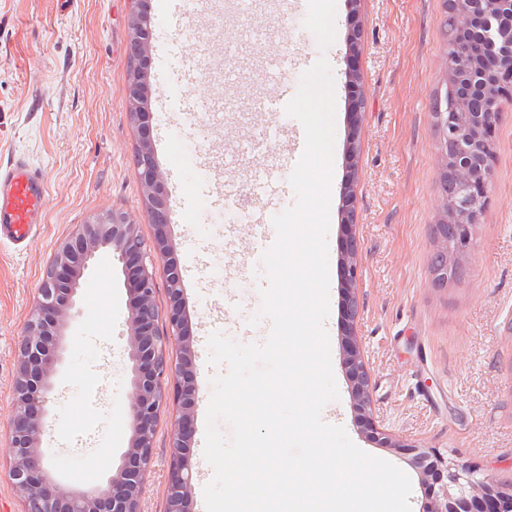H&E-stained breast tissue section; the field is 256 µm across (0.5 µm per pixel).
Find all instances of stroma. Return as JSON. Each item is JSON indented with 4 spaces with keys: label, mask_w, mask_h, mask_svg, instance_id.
<instances>
[{
    "label": "stroma",
    "mask_w": 512,
    "mask_h": 512,
    "mask_svg": "<svg viewBox=\"0 0 512 512\" xmlns=\"http://www.w3.org/2000/svg\"><path fill=\"white\" fill-rule=\"evenodd\" d=\"M308 0H199L193 14L147 12L152 40L175 43L178 54L202 59L206 75L190 100L222 103L224 117L198 115L185 125L177 107L162 106L179 80L149 58L145 108L152 135L161 126L201 144L156 153L166 198L189 188L207 168L215 191L237 185L238 240L199 198L168 229L183 267L182 298L193 344L197 400L192 451L193 512H206L204 489L213 469L204 458L210 379L226 364L208 362L210 326L240 345H264L268 317L253 282L266 279L250 252V226L273 220L296 201L288 193L270 207L252 193V175L286 154L287 132L272 113L247 111L256 98L277 94L281 81L299 84L300 61L325 55L335 80L336 123L328 230V334L339 398L322 410L366 453L410 479L411 512H426L428 489L406 455L380 447L363 433L352 406L341 335L339 256L345 190L355 195L360 275L356 331L372 375L373 410L398 438L421 442L478 475L512 482V89L497 102L492 136V187L473 230L467 274L447 287L432 285L430 227L443 213L435 95L448 80V42L439 26L442 0H336V40L321 50L304 26ZM130 0H0V160L26 156L45 174L44 224L22 250L0 247V512H22L8 477L15 351L47 266L61 241L98 213L120 211L139 226L144 242L154 227L134 164L137 134L127 102ZM362 33L350 51L352 29ZM357 67L359 81L347 73ZM360 95V122L350 103ZM359 139L349 158L350 136ZM240 300L228 311L225 290ZM78 317L68 331L55 400L43 438L53 472L74 487L105 483L128 446L126 416L131 360L127 346L130 295L118 260L100 252L76 296ZM175 414L161 411L143 512H165L169 436Z\"/></svg>",
    "instance_id": "1"
}]
</instances>
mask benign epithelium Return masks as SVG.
<instances>
[{"instance_id": "1", "label": "benign epithelium", "mask_w": 512, "mask_h": 512, "mask_svg": "<svg viewBox=\"0 0 512 512\" xmlns=\"http://www.w3.org/2000/svg\"><path fill=\"white\" fill-rule=\"evenodd\" d=\"M450 2L459 6L461 31L476 36L479 51L476 57L456 66L445 62L448 76L457 77L471 96L494 97L502 78H512V32L505 31V21L512 20V0H443V5ZM149 39L147 27L134 16L130 54L137 65L128 80L131 107L142 91ZM130 116L138 134L134 161L154 226L153 242L146 246L138 225L122 213L94 215L59 245L46 270L15 362L9 478L24 504L23 512H142L143 485L152 466L160 410L170 401L176 405V416L170 437L166 512H190L197 386L189 323L181 302V264L167 232L169 211L149 137V113L138 108ZM435 117L445 124L448 138H465L470 143L453 156L447 154V148L438 146L442 167L456 171L464 189L462 199L450 207V214L461 224L450 254V262L455 265L463 263L472 247L473 229L483 213L479 203L490 190L489 144L497 118L494 112H468L465 126L459 128L446 112H438ZM354 202V195L344 196L341 223L345 233L339 273L344 302V359L359 423L381 447L409 456L422 482L432 488L428 512H512V483L478 478L473 468L450 462L419 443L399 440L374 419L370 369L355 328L359 305L355 288L357 250L353 249L356 242L351 232ZM107 249L121 263L130 294L131 438L106 484L73 487L62 483L47 467L43 436L67 332L76 316L74 298L80 280L97 253ZM158 260L163 262L169 293V305L163 314L154 297V265ZM162 315L168 324L166 333L158 327Z\"/></svg>"}]
</instances>
